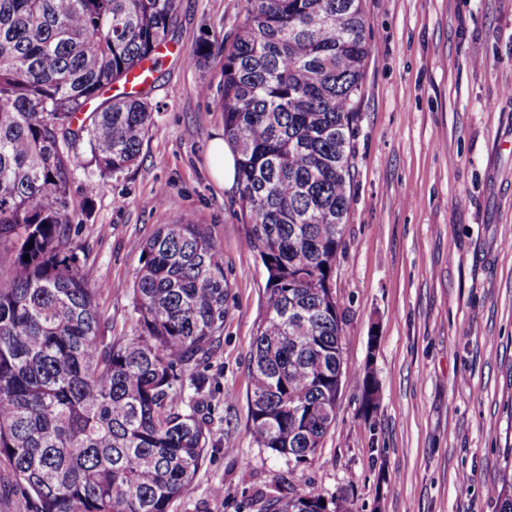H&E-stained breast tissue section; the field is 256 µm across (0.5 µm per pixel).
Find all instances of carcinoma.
<instances>
[{
    "instance_id": "carcinoma-1",
    "label": "carcinoma",
    "mask_w": 512,
    "mask_h": 512,
    "mask_svg": "<svg viewBox=\"0 0 512 512\" xmlns=\"http://www.w3.org/2000/svg\"><path fill=\"white\" fill-rule=\"evenodd\" d=\"M245 2L224 49L223 112L244 244L267 277L249 420L260 446L300 464L335 422L321 411L336 403L342 358L336 225L349 210L371 42L359 0ZM178 8L0 0V458L36 512H170L208 446L196 369L218 357L224 330L218 246L200 224L162 225L132 285L137 333L114 336L98 303L107 288L71 239L82 154L99 176L91 197L154 127L150 76L130 77L175 42ZM491 493L512 512V475ZM270 508L347 512L343 497L314 491Z\"/></svg>"
}]
</instances>
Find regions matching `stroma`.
Returning <instances> with one entry per match:
<instances>
[{
    "instance_id": "stroma-1",
    "label": "stroma",
    "mask_w": 512,
    "mask_h": 512,
    "mask_svg": "<svg viewBox=\"0 0 512 512\" xmlns=\"http://www.w3.org/2000/svg\"><path fill=\"white\" fill-rule=\"evenodd\" d=\"M372 52L354 123L350 208L333 289L343 319L336 421L298 464L256 444L250 350L266 275L244 245L238 192L208 150L224 135V45L245 0H180L149 100L155 130L124 172L87 196L73 246L109 291L116 336L135 331L129 287L143 244L182 217L205 226L230 285L220 355L199 367L209 443L171 512H267L309 488L350 512H496L512 445V0H360ZM212 55L183 61L200 40ZM164 202H157V191ZM377 408L365 412V372ZM232 399H225V391Z\"/></svg>"
}]
</instances>
